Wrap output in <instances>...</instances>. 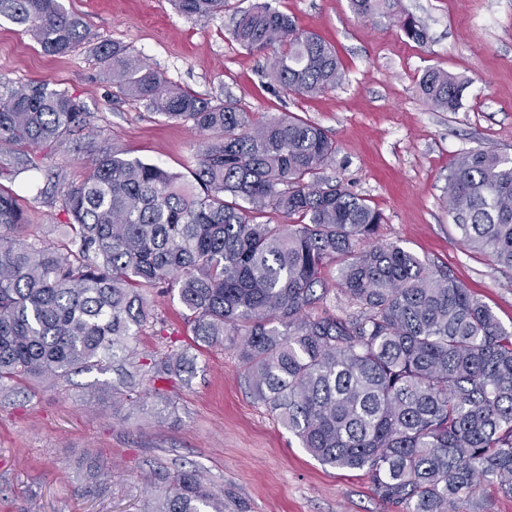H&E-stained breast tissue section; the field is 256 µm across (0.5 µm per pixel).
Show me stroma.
I'll use <instances>...</instances> for the list:
<instances>
[{
	"label": "stroma",
	"mask_w": 512,
	"mask_h": 512,
	"mask_svg": "<svg viewBox=\"0 0 512 512\" xmlns=\"http://www.w3.org/2000/svg\"><path fill=\"white\" fill-rule=\"evenodd\" d=\"M81 16L89 40L62 56L44 54L0 18V76L43 81L78 99L90 123L56 148H28L35 169L1 176L24 197L30 242L60 238L68 216L37 199L47 168L77 183L88 157L111 144L192 182L199 136L190 123L116 98L93 51L98 42L132 47L176 86L202 97L233 95L256 116L283 112L321 125L336 143L325 177L342 181L378 209L375 240L395 243L467 284L512 330V269L466 250L443 197L460 153L489 147L512 157V0H396L427 30L409 40L392 19L357 18L349 0H276L277 8L336 48L343 79L322 94L269 88L266 59L236 44L232 17L252 0H227L207 18L170 0H61ZM430 68L467 77L464 106L432 109L417 84ZM150 305L132 346L139 356L180 348L194 354L184 380L140 379L141 403L113 397L118 375L81 372L58 389L16 384L0 397V512H140L159 472L196 469L224 497V512H402L383 502L359 470L321 464L257 402L236 350L198 347L176 298L145 289Z\"/></svg>",
	"instance_id": "obj_1"
}]
</instances>
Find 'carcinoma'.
Instances as JSON below:
<instances>
[{
  "instance_id": "carcinoma-1",
  "label": "carcinoma",
  "mask_w": 512,
  "mask_h": 512,
  "mask_svg": "<svg viewBox=\"0 0 512 512\" xmlns=\"http://www.w3.org/2000/svg\"><path fill=\"white\" fill-rule=\"evenodd\" d=\"M173 2L191 16L224 11V0ZM349 3L364 19L393 8ZM1 17L48 55L88 40L84 20L61 0H0ZM397 23L426 41L414 17ZM232 35L269 57L268 76L285 94L316 96L342 79L336 49L273 0L235 14ZM96 51L113 97L192 123L201 192L159 165L104 149L79 185L45 173L37 197L60 202L72 222L63 242L35 244L20 238L23 199L0 185V394L25 380L57 388L116 362L132 365L130 380L181 377L194 365L188 351L145 364L130 345L148 313L142 289L159 288L177 296L197 340L238 351L254 398L322 464L365 471L375 493L405 512H451L486 483L512 497V331L450 273L395 243H370L382 214L320 176L336 156L327 132L172 87L122 43ZM466 89L434 69L418 83L442 112L458 111ZM86 121L79 101L48 84L0 77V168ZM446 204L466 249L512 269V158L485 147L461 153L448 170ZM268 209L297 222H258ZM332 263L351 316L323 308ZM158 481L143 512H224L193 469Z\"/></svg>"
}]
</instances>
